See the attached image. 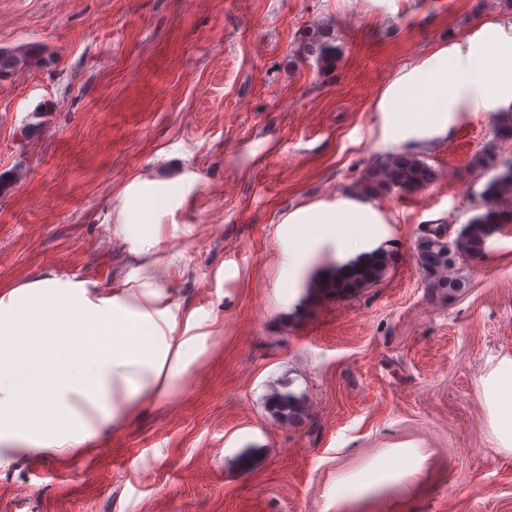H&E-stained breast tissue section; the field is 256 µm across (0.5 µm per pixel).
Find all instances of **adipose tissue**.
<instances>
[{"label":"adipose tissue","instance_id":"1","mask_svg":"<svg viewBox=\"0 0 512 512\" xmlns=\"http://www.w3.org/2000/svg\"><path fill=\"white\" fill-rule=\"evenodd\" d=\"M512 105V55L490 29L466 54L443 48L394 81L379 102L393 133L448 127L476 95ZM293 224L375 223L369 203L309 208ZM193 319L159 280L98 295L91 281L54 274L0 291V450L93 449L102 431L160 398L200 357Z\"/></svg>","mask_w":512,"mask_h":512}]
</instances>
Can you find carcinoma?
Masks as SVG:
<instances>
[{"instance_id": "cac0c4a2", "label": "carcinoma", "mask_w": 512, "mask_h": 512, "mask_svg": "<svg viewBox=\"0 0 512 512\" xmlns=\"http://www.w3.org/2000/svg\"><path fill=\"white\" fill-rule=\"evenodd\" d=\"M334 29L325 24L308 28L300 43L298 54L312 58L322 70L335 68L339 47L335 44ZM45 59L37 48L21 45L11 52H0V78H7L20 69L39 67ZM473 167L485 171L500 165L495 148L477 154ZM436 171L420 157L410 153H395L374 162L365 172L361 191L367 196H376L393 191H409L431 184ZM487 204L512 200V172L499 173L493 177L482 192ZM490 214L473 217L463 225L453 241H448V225L433 224L423 232L416 243L418 265L422 271L424 286L434 293L443 288L457 292L466 287V282L452 274L457 262L481 253L488 239L494 234ZM392 253L378 247L361 257L333 269L327 276L316 279L312 286L331 289L335 292L358 291L378 282L392 263ZM305 396L288 390H275L270 394V405L284 420L296 418L304 410Z\"/></svg>"}]
</instances>
